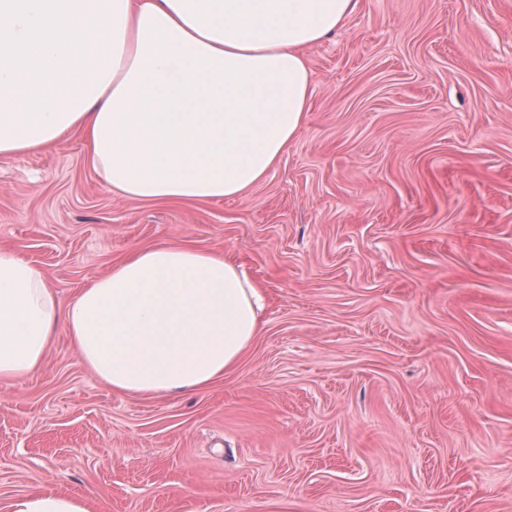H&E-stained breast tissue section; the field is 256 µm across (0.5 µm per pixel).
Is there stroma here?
Instances as JSON below:
<instances>
[{"label": "stroma", "mask_w": 512, "mask_h": 512, "mask_svg": "<svg viewBox=\"0 0 512 512\" xmlns=\"http://www.w3.org/2000/svg\"><path fill=\"white\" fill-rule=\"evenodd\" d=\"M307 56V121L239 198L112 193L77 134L0 156V247L63 303L158 244L230 253L267 296L202 392H114L58 328L0 381V505L512 512V0H358ZM5 509V512H92L82 497L38 490L11 499Z\"/></svg>", "instance_id": "stroma-1"}]
</instances>
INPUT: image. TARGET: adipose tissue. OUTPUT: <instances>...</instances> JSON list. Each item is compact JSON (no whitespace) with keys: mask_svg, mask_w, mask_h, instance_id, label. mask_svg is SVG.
Returning <instances> with one entry per match:
<instances>
[{"mask_svg":"<svg viewBox=\"0 0 512 512\" xmlns=\"http://www.w3.org/2000/svg\"><path fill=\"white\" fill-rule=\"evenodd\" d=\"M358 0H0V156L85 139L106 187L145 201L235 198L301 132L314 94L305 48ZM266 297L221 251L136 248L70 304L0 248V381L42 367L58 324L118 393L209 387L249 352ZM6 512H91L30 491Z\"/></svg>","mask_w":512,"mask_h":512,"instance_id":"obj_1","label":"adipose tissue"}]
</instances>
